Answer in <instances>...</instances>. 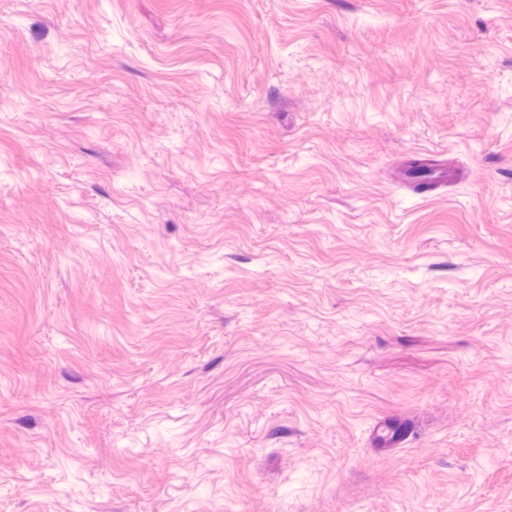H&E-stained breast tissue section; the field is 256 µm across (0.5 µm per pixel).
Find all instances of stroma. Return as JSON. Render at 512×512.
Segmentation results:
<instances>
[{
    "instance_id": "stroma-1",
    "label": "stroma",
    "mask_w": 512,
    "mask_h": 512,
    "mask_svg": "<svg viewBox=\"0 0 512 512\" xmlns=\"http://www.w3.org/2000/svg\"><path fill=\"white\" fill-rule=\"evenodd\" d=\"M232 503L512 512V0H0V512Z\"/></svg>"
}]
</instances>
